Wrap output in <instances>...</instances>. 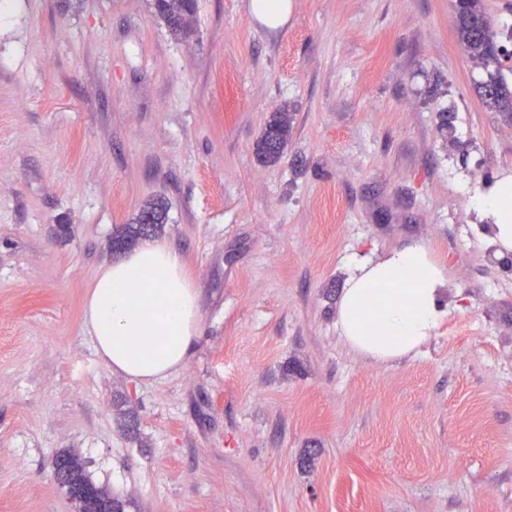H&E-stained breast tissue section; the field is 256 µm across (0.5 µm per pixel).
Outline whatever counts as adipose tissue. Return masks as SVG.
<instances>
[{
  "instance_id": "ef3b65f1",
  "label": "adipose tissue",
  "mask_w": 512,
  "mask_h": 512,
  "mask_svg": "<svg viewBox=\"0 0 512 512\" xmlns=\"http://www.w3.org/2000/svg\"><path fill=\"white\" fill-rule=\"evenodd\" d=\"M488 221L487 243L512 258V178L470 197ZM448 272L420 243L354 261L336 304V327L351 350L375 362L419 351L448 313ZM201 307L181 253L147 240L102 266L84 301V322L113 372L138 382L183 369L201 338Z\"/></svg>"
}]
</instances>
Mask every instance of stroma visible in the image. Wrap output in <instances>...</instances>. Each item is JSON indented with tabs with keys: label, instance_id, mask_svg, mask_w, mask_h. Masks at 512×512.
<instances>
[{
	"label": "stroma",
	"instance_id": "35a3bbf8",
	"mask_svg": "<svg viewBox=\"0 0 512 512\" xmlns=\"http://www.w3.org/2000/svg\"><path fill=\"white\" fill-rule=\"evenodd\" d=\"M152 3L0 11V512H70L63 450L124 512H512V267L468 203L512 175V120L453 0H292L276 31L197 0L188 38ZM154 203L202 336L134 382L83 302ZM412 242L448 269V315L363 360L336 329L350 265ZM291 123L288 111L273 115L257 144V152L261 160L275 163L283 156L292 129Z\"/></svg>",
	"mask_w": 512,
	"mask_h": 512
}]
</instances>
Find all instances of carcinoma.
<instances>
[{
    "label": "carcinoma",
    "instance_id": "1",
    "mask_svg": "<svg viewBox=\"0 0 512 512\" xmlns=\"http://www.w3.org/2000/svg\"><path fill=\"white\" fill-rule=\"evenodd\" d=\"M154 7L157 15L177 34L190 28V21L196 11L195 0H154ZM455 13L460 44L487 68L486 80L478 85L479 93L487 105L511 116L512 88L500 71L503 49L498 46L494 22L484 12L482 0H455ZM291 129L288 112L273 115L257 144L261 160L275 163L283 156ZM56 462L67 465L79 481L91 483L77 455L62 452ZM87 509L89 512H123V504L104 491L89 501Z\"/></svg>",
    "mask_w": 512,
    "mask_h": 512
}]
</instances>
